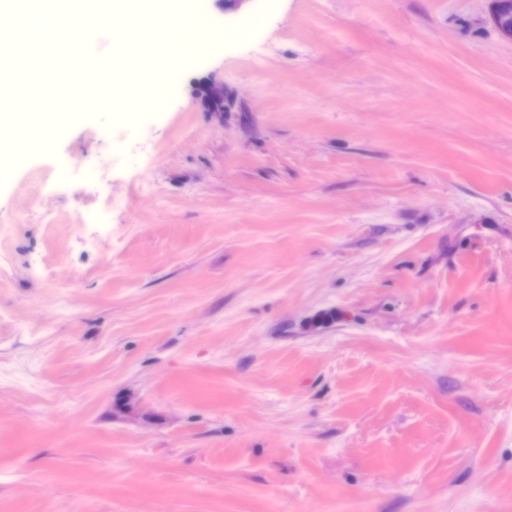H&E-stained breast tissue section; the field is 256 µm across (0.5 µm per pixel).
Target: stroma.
<instances>
[{
    "label": "stroma",
    "mask_w": 512,
    "mask_h": 512,
    "mask_svg": "<svg viewBox=\"0 0 512 512\" xmlns=\"http://www.w3.org/2000/svg\"><path fill=\"white\" fill-rule=\"evenodd\" d=\"M195 2L167 98L0 160V512H512L493 0ZM193 94L208 112H224V82L214 76L207 77L201 84H196Z\"/></svg>",
    "instance_id": "1"
}]
</instances>
